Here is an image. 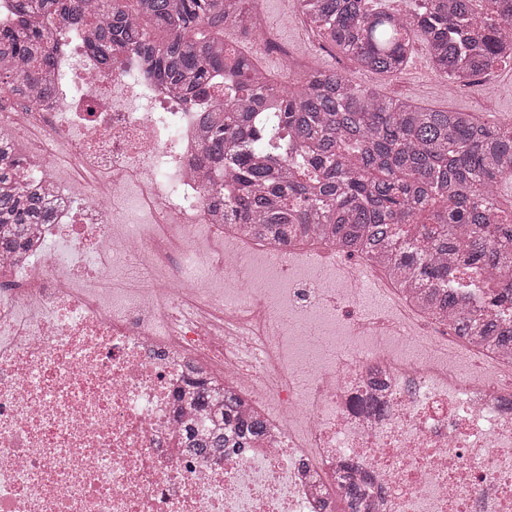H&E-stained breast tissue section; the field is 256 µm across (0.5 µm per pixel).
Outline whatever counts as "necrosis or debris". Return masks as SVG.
I'll return each instance as SVG.
<instances>
[{"instance_id": "necrosis-or-debris-1", "label": "necrosis or debris", "mask_w": 512, "mask_h": 512, "mask_svg": "<svg viewBox=\"0 0 512 512\" xmlns=\"http://www.w3.org/2000/svg\"><path fill=\"white\" fill-rule=\"evenodd\" d=\"M53 40L48 96L0 84V136L30 154L15 180L58 200L34 253L0 255V512H334L347 458L377 480L371 512H512V356L435 332L378 269L394 314L360 311L333 247L225 231L201 112L134 55L101 75L81 26ZM211 377L264 413V444L185 452Z\"/></svg>"}]
</instances>
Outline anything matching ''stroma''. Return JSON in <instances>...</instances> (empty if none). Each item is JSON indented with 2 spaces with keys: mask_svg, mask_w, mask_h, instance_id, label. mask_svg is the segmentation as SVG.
<instances>
[{
  "mask_svg": "<svg viewBox=\"0 0 512 512\" xmlns=\"http://www.w3.org/2000/svg\"><path fill=\"white\" fill-rule=\"evenodd\" d=\"M298 8L297 0H258L256 4L267 26L279 29L282 41L288 42L294 52L305 59L307 66L345 72L355 83L381 88L391 97L407 98L422 105L445 103L474 113L490 123L505 124L512 120V62L499 65L490 75L476 78L473 84L448 97L444 94L442 80L435 74L422 48H415L405 69L395 75L380 76L361 71L352 62L323 49L306 27L298 24L282 27L283 16Z\"/></svg>",
  "mask_w": 512,
  "mask_h": 512,
  "instance_id": "stroma-1",
  "label": "stroma"
}]
</instances>
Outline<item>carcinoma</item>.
I'll use <instances>...</instances> for the list:
<instances>
[{
    "instance_id": "cac0c4a2",
    "label": "carcinoma",
    "mask_w": 512,
    "mask_h": 512,
    "mask_svg": "<svg viewBox=\"0 0 512 512\" xmlns=\"http://www.w3.org/2000/svg\"><path fill=\"white\" fill-rule=\"evenodd\" d=\"M257 0H16L31 27L0 28V83L44 93L53 61L52 29L67 18L86 26L99 64L112 67V46L132 52L148 74L185 100L212 99L224 74V99L202 133L214 212L248 236L277 244L324 243L380 266L419 308L451 323L481 348H512V318L463 307L448 288L451 264L464 260L500 283L512 301V216L498 186L512 179V124H489L469 112L427 108L355 84L345 73L309 68L292 85L268 75L250 51ZM314 36L357 68L402 71L422 43L433 70L455 90L512 60V0H407L387 12L376 0H298ZM0 164V184L23 163ZM50 197L29 188L0 191V252L22 255L35 224L52 220ZM214 398L200 382L188 406ZM217 424L185 428L189 447L254 448L267 438L263 413L224 385ZM345 512H369L371 477L336 469Z\"/></svg>"
}]
</instances>
